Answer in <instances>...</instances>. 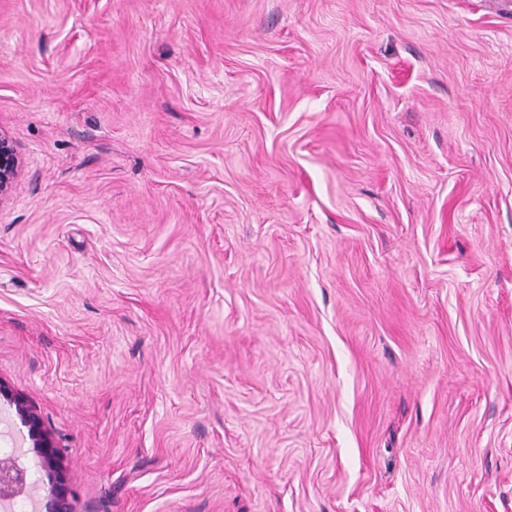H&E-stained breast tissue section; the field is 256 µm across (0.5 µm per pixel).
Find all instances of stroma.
I'll list each match as a JSON object with an SVG mask.
<instances>
[{
  "label": "stroma",
  "instance_id": "1",
  "mask_svg": "<svg viewBox=\"0 0 512 512\" xmlns=\"http://www.w3.org/2000/svg\"><path fill=\"white\" fill-rule=\"evenodd\" d=\"M0 128L72 512H512V0H0ZM22 170V159L10 135L0 128V201L13 191Z\"/></svg>",
  "mask_w": 512,
  "mask_h": 512
}]
</instances>
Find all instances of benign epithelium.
<instances>
[{
  "label": "benign epithelium",
  "mask_w": 512,
  "mask_h": 512,
  "mask_svg": "<svg viewBox=\"0 0 512 512\" xmlns=\"http://www.w3.org/2000/svg\"><path fill=\"white\" fill-rule=\"evenodd\" d=\"M22 170V159L10 135L0 129V200L13 191ZM14 405L17 415L28 429L30 450L39 458L46 471L50 485L45 512H71L70 489L66 480L65 466L51 435L43 421L27 404V401L12 393L0 380V399ZM27 474L13 459L0 461V501H10L26 493Z\"/></svg>",
  "instance_id": "7a95c632"
}]
</instances>
